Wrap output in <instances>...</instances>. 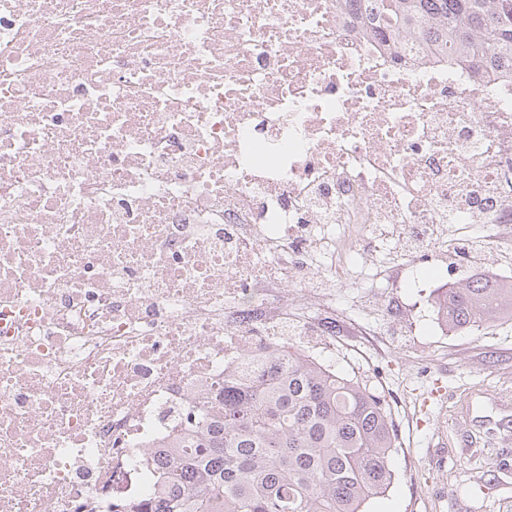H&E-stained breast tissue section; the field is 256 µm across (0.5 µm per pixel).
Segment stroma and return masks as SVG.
Listing matches in <instances>:
<instances>
[{"label":"stroma","instance_id":"1","mask_svg":"<svg viewBox=\"0 0 512 512\" xmlns=\"http://www.w3.org/2000/svg\"><path fill=\"white\" fill-rule=\"evenodd\" d=\"M407 261L336 277L337 321L348 324L323 364L384 400L396 446L392 487L370 512H512V460L472 473L479 417L512 420V321L441 333L429 289L407 285ZM442 396L428 399L434 385Z\"/></svg>","mask_w":512,"mask_h":512}]
</instances>
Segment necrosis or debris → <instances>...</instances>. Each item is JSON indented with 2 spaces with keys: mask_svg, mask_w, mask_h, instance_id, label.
Returning a JSON list of instances; mask_svg holds the SVG:
<instances>
[{
  "mask_svg": "<svg viewBox=\"0 0 512 512\" xmlns=\"http://www.w3.org/2000/svg\"><path fill=\"white\" fill-rule=\"evenodd\" d=\"M512 65L354 0H0V512H112L336 267L493 255Z\"/></svg>",
  "mask_w": 512,
  "mask_h": 512,
  "instance_id": "1",
  "label": "necrosis or debris"
}]
</instances>
